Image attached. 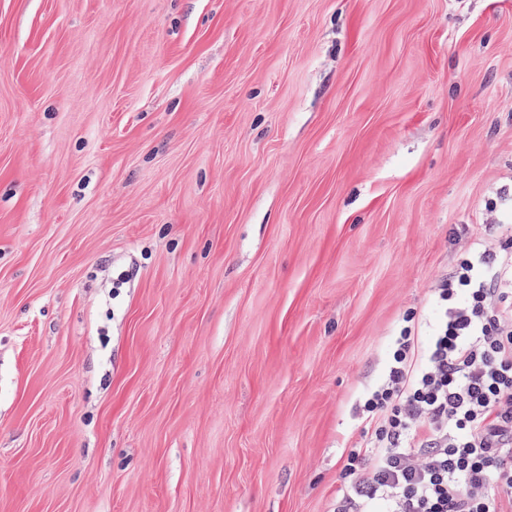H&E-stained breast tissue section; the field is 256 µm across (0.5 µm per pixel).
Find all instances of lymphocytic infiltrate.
<instances>
[{
	"label": "lymphocytic infiltrate",
	"mask_w": 512,
	"mask_h": 512,
	"mask_svg": "<svg viewBox=\"0 0 512 512\" xmlns=\"http://www.w3.org/2000/svg\"><path fill=\"white\" fill-rule=\"evenodd\" d=\"M402 327L363 403L331 512H512V240L487 225Z\"/></svg>",
	"instance_id": "lymphocytic-infiltrate-1"
}]
</instances>
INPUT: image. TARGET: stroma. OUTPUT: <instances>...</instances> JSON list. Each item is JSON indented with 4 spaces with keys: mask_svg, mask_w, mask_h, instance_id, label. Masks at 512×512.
Listing matches in <instances>:
<instances>
[{
    "mask_svg": "<svg viewBox=\"0 0 512 512\" xmlns=\"http://www.w3.org/2000/svg\"><path fill=\"white\" fill-rule=\"evenodd\" d=\"M509 222L512 0H0V512H328Z\"/></svg>",
    "mask_w": 512,
    "mask_h": 512,
    "instance_id": "1",
    "label": "stroma"
}]
</instances>
